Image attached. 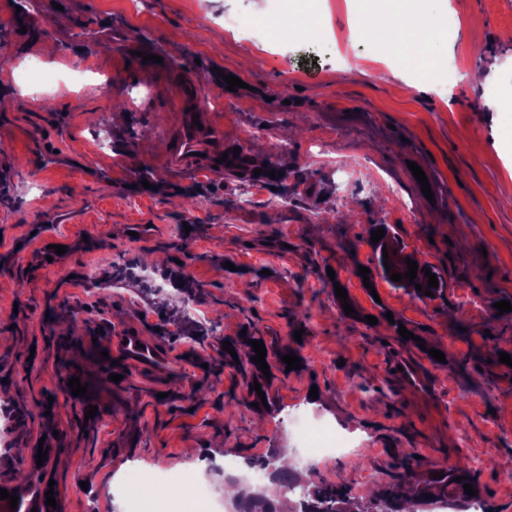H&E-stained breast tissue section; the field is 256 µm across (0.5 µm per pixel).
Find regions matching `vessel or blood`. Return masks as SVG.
<instances>
[{"mask_svg":"<svg viewBox=\"0 0 512 512\" xmlns=\"http://www.w3.org/2000/svg\"><path fill=\"white\" fill-rule=\"evenodd\" d=\"M200 97L199 83L191 82L183 86L179 101L182 110L183 134L170 157V165L173 168H184L187 162L196 159L200 160L202 165L210 167L223 153L222 148L213 143L215 138L213 131L206 126L197 127L192 121V108L198 105ZM83 330L91 338L108 336L109 348L116 351L124 363L146 367L160 373L168 370V363L163 355L153 344H142L138 333L117 328L108 335L96 321L87 322ZM48 483V476L42 469L37 468L33 470L29 483L19 490V499L24 500L31 512H57L56 508L46 504L45 493L49 489Z\"/></svg>","mask_w":512,"mask_h":512,"instance_id":"b4317fda","label":"vessel or blood"}]
</instances>
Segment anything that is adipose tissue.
<instances>
[{"instance_id": "1", "label": "adipose tissue", "mask_w": 512, "mask_h": 512, "mask_svg": "<svg viewBox=\"0 0 512 512\" xmlns=\"http://www.w3.org/2000/svg\"><path fill=\"white\" fill-rule=\"evenodd\" d=\"M449 9V0H390L385 6L350 0L349 25L394 51L407 65L434 73L443 64V47L448 42L440 17Z\"/></svg>"}]
</instances>
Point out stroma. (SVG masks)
<instances>
[{
  "label": "stroma",
  "mask_w": 512,
  "mask_h": 512,
  "mask_svg": "<svg viewBox=\"0 0 512 512\" xmlns=\"http://www.w3.org/2000/svg\"><path fill=\"white\" fill-rule=\"evenodd\" d=\"M452 4L462 66L443 97L442 73L385 66V50L352 39L345 0H30L23 33L16 0H0V29L22 48L0 57L15 101L0 109V373L12 378L13 411L0 415V484L26 473L14 449L56 432L43 466L61 488V512H127L116 480L131 468L191 473L199 461L289 449L288 418L305 410L352 437L353 454L316 472L354 495L389 481L408 453L424 477L465 463L491 512H512L502 479L512 469V367L499 361L512 355V311L494 308L512 302V142L501 134L512 101L488 93L512 72V0ZM286 12L333 28L337 46L296 36L255 46L252 31L274 32ZM228 14L237 30H225ZM146 53L158 62L145 64ZM78 67L111 80L110 111L90 83L73 81ZM222 74L243 88L229 91ZM193 78L205 84L201 115L220 144H265L263 162L282 180L170 168L179 90ZM410 82L422 92L407 94ZM53 149L64 164H44ZM144 181L156 183L152 196L141 195ZM273 193L292 206L270 205ZM187 194L204 207L184 204ZM61 213L72 223H52ZM186 222L193 233L181 231ZM373 224L445 288L425 297L392 287L369 242ZM53 244L70 249L68 263L50 260ZM129 260L177 278L170 303L206 310L221 339L198 342L193 318L173 323L140 288L113 280L111 263ZM90 319L152 337L172 370L130 366L124 384L110 381L100 343L79 338ZM249 332L263 336L269 358L289 344L307 360L278 374L267 407L253 410L221 344L246 354ZM432 348L444 361H430ZM72 374L88 385L93 425L59 386Z\"/></svg>",
  "instance_id": "stroma-1"
}]
</instances>
